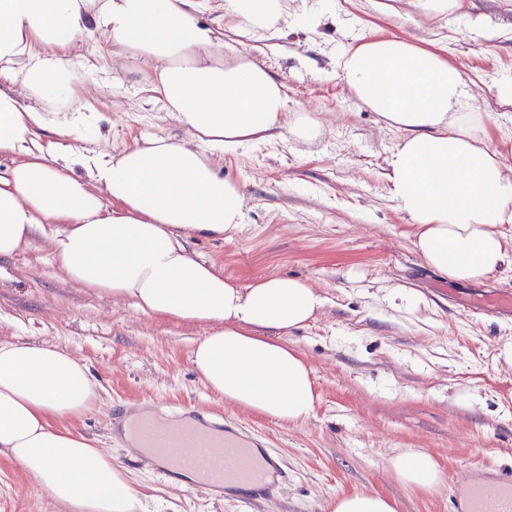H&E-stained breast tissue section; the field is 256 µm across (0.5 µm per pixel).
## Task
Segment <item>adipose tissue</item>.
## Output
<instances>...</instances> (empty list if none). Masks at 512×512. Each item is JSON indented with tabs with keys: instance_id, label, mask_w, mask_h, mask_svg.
Wrapping results in <instances>:
<instances>
[{
	"instance_id": "1",
	"label": "adipose tissue",
	"mask_w": 512,
	"mask_h": 512,
	"mask_svg": "<svg viewBox=\"0 0 512 512\" xmlns=\"http://www.w3.org/2000/svg\"><path fill=\"white\" fill-rule=\"evenodd\" d=\"M193 0H0V257L43 235L65 277L143 314L210 326L192 363L211 392L239 408L292 424L314 408L311 371L289 332L320 314L308 283L271 277L246 288L197 260L190 232L232 237L245 198L201 152L225 153L286 126L308 142L320 124L289 113L284 85L243 49L200 24ZM319 11L288 0H224V25L257 39ZM98 35L150 63L142 79L188 134L152 137L119 154L89 155L91 92L72 46ZM350 92L399 132L385 174L395 207L415 226L423 262L460 283L512 263L501 227L512 224V164L491 145L496 120L473 105L471 87L440 45L422 46L377 27L342 53ZM43 109H34L30 98ZM97 386L86 364L51 345L0 342V456L67 512H141L126 471L68 421L91 410ZM403 485L444 482L433 456L409 449L389 461Z\"/></svg>"
}]
</instances>
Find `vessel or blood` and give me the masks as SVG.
<instances>
[{
	"label": "vessel or blood",
	"mask_w": 512,
	"mask_h": 512,
	"mask_svg": "<svg viewBox=\"0 0 512 512\" xmlns=\"http://www.w3.org/2000/svg\"><path fill=\"white\" fill-rule=\"evenodd\" d=\"M144 447L153 451L158 470L169 476L176 470L195 468L206 489L237 488L243 494L268 489V475L278 465L271 456L256 458L253 450L258 438L250 434H230L215 441L191 427L158 430L151 423L140 427ZM452 512H512V479L492 475L475 483L468 501L452 499Z\"/></svg>",
	"instance_id": "vessel-or-blood-1"
}]
</instances>
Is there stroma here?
<instances>
[{"mask_svg": "<svg viewBox=\"0 0 512 512\" xmlns=\"http://www.w3.org/2000/svg\"><path fill=\"white\" fill-rule=\"evenodd\" d=\"M474 2L448 24L411 7L387 29L447 45L485 109L497 114L491 138L512 161V105L498 104L489 90L512 76V39L491 44L484 37L488 29H512V0ZM209 5L204 20L285 83L289 111L323 124L307 143L279 129L231 154L202 145L243 190L244 218L232 238H189L197 259L235 285L277 275L321 291L318 318L287 337L312 370V413L283 425L224 403L191 361L207 326L147 316L132 301L70 283L39 235L25 251L0 258V341L51 344L88 365L102 405L76 426L126 470L145 512H332L336 498L358 492L389 498L396 512H451V495L467 493L456 484L465 470L484 465L512 474V370L494 361L499 341L512 336V310L467 308L481 294L512 293V270L463 285L414 252L413 225L396 209L384 177L399 134L347 91L339 70L341 53L372 19L367 0H336L315 26L259 40L225 31L224 0ZM108 48L101 38L73 45L88 64L80 75L96 90L102 130L83 142L86 153L112 155L155 136L186 138L141 80L139 62L108 56ZM394 285L418 292L424 306L389 307L384 296ZM140 407L163 416L180 407L185 418L230 432L260 430L284 475L250 505L230 490L178 487L125 441L122 423ZM407 448L434 456L444 473L440 490L423 493L393 477L389 461ZM0 512L60 510L0 457Z\"/></svg>", "mask_w": 512, "mask_h": 512, "instance_id": "obj_1", "label": "stroma"}]
</instances>
